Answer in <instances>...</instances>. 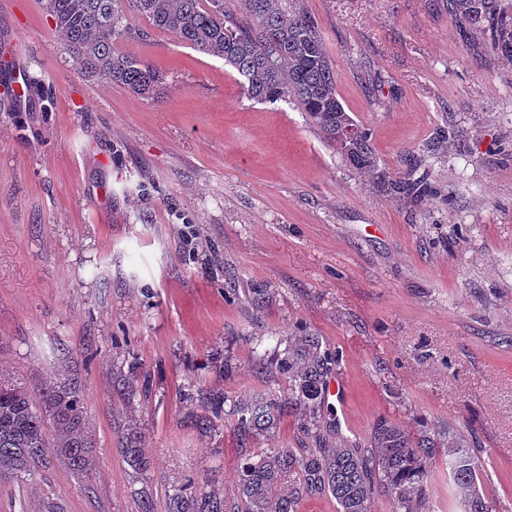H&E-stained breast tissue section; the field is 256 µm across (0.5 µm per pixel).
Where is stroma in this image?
Segmentation results:
<instances>
[{"label": "stroma", "instance_id": "stroma-1", "mask_svg": "<svg viewBox=\"0 0 512 512\" xmlns=\"http://www.w3.org/2000/svg\"><path fill=\"white\" fill-rule=\"evenodd\" d=\"M304 5L379 168L420 167L428 196H386L296 102L249 99L145 19L115 47L164 74L155 99L85 76L43 0H0V370L32 390L78 373L97 458L0 483V512H141L130 429L156 512L190 478L233 496L241 448L309 444L290 416L242 440L201 400L286 390L253 364L271 334L339 352L329 445L381 419L441 444L454 428L512 512V62L448 0ZM121 438L125 461L136 473L140 475L142 481L145 482V487L134 491V494L139 496L140 503L142 505V512H154L153 500L150 497L149 492H147L149 489H146L148 488V483L153 480L150 474V460L143 451V448H141V445H138V438H135V436L131 438L129 434L127 436H122Z\"/></svg>", "mask_w": 512, "mask_h": 512}]
</instances>
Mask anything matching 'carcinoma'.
Instances as JSON below:
<instances>
[{"instance_id":"cac0c4a2","label":"carcinoma","mask_w":512,"mask_h":512,"mask_svg":"<svg viewBox=\"0 0 512 512\" xmlns=\"http://www.w3.org/2000/svg\"><path fill=\"white\" fill-rule=\"evenodd\" d=\"M76 65L84 72L145 97L158 94L164 76L147 59L119 53L113 43L136 33L130 18L141 16L160 31L204 55L224 60L246 84L250 98L276 103L296 100L308 121L359 172L376 175L384 191L412 197L429 189L427 177L410 168L400 179L378 171L369 129L345 143L340 131L352 118L336 91V77L318 25L303 0H239V11L224 0H45ZM448 10L467 29L487 34L494 50L512 59V0H448ZM256 366L288 379V389L261 400L229 394L204 398L212 413L234 420L244 437L268 433L295 415L313 448H243L238 487L230 499L208 482L171 487L167 512H296L303 499L329 493L337 512H371L375 496L387 497L392 512H433L427 461L437 453L426 435L415 437L387 420L375 425L367 451L330 447L321 435L325 379L340 365L339 353L317 336H262ZM124 459L150 483L151 463L137 440L122 437ZM445 466L460 512H496L479 494L481 464L462 440L448 434ZM61 460L77 472L96 468L93 430L73 374L33 393L0 373V480L14 479ZM289 478L288 492H278Z\"/></svg>"}]
</instances>
